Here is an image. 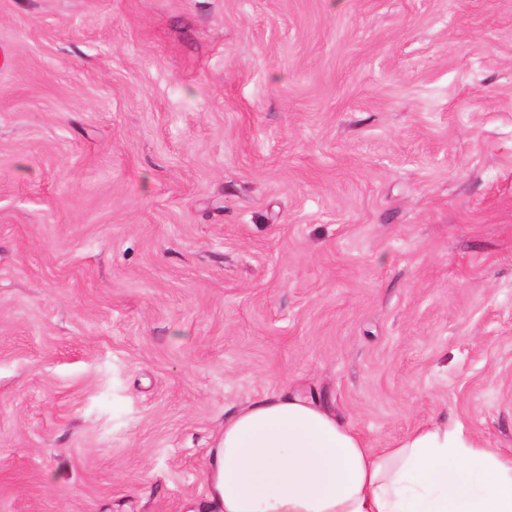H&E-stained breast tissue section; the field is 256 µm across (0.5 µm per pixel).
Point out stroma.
I'll use <instances>...</instances> for the list:
<instances>
[{"instance_id": "stroma-1", "label": "stroma", "mask_w": 512, "mask_h": 512, "mask_svg": "<svg viewBox=\"0 0 512 512\" xmlns=\"http://www.w3.org/2000/svg\"><path fill=\"white\" fill-rule=\"evenodd\" d=\"M290 385L512 453V0H0V512H184Z\"/></svg>"}]
</instances>
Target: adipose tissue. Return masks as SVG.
Wrapping results in <instances>:
<instances>
[{
  "mask_svg": "<svg viewBox=\"0 0 512 512\" xmlns=\"http://www.w3.org/2000/svg\"><path fill=\"white\" fill-rule=\"evenodd\" d=\"M206 482L187 512H512V454L461 422L372 448L292 389L225 417Z\"/></svg>",
  "mask_w": 512,
  "mask_h": 512,
  "instance_id": "obj_1",
  "label": "adipose tissue"
}]
</instances>
